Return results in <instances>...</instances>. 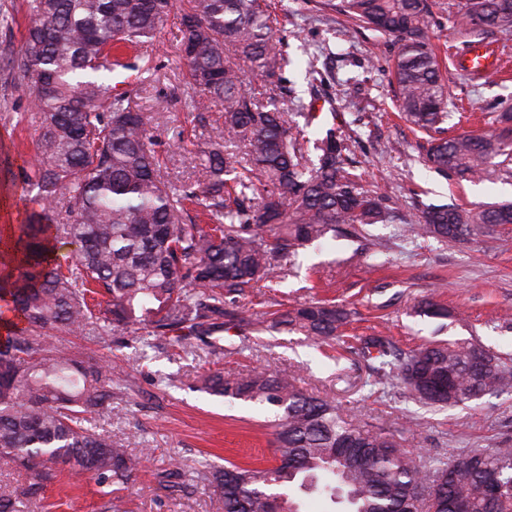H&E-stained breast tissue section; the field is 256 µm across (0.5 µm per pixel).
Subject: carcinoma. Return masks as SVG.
I'll return each mask as SVG.
<instances>
[{
  "mask_svg": "<svg viewBox=\"0 0 512 512\" xmlns=\"http://www.w3.org/2000/svg\"><path fill=\"white\" fill-rule=\"evenodd\" d=\"M180 10L178 57L200 112L218 103L224 123L212 128L203 154V183L172 185L160 174L156 143L127 94L108 78L135 67L126 47L150 41L177 0H29L32 21L11 58L20 89L40 115L38 159L22 174L23 192L37 205L0 249V301L14 320L0 339V458L29 476L13 495L0 494V512L27 503L59 472L92 475L105 498L103 512H123L114 487L131 482L139 458L113 445L88 415L110 407L120 376L112 368L47 341L53 331L135 326L142 337H165L180 349L211 348L232 325L251 319L238 297L275 279L273 257L300 251L341 232L390 224L392 207L367 195L350 172V137L331 127L307 138L289 106L288 40L265 0H187ZM430 0H338L334 8L368 29L394 38L390 64L407 122L429 136L426 166L460 180L479 179L512 146V106L482 135H447L448 89L431 42ZM448 14L462 37L493 41L512 32V0H452ZM230 47L268 87L267 98L242 89ZM202 207L212 223L184 222L186 204ZM512 224V203L473 208L425 207L405 239L476 243ZM77 245L64 267L54 242ZM420 312L447 319L451 311L428 298ZM351 313L311 302L271 313L273 332L314 341L340 336ZM360 357L375 385L395 380L424 405L460 406L512 389V367L488 350L473 365L466 341L427 343L404 350L386 336H359ZM198 388L229 403L251 402L276 412L275 438L288 466L230 465L213 475L224 512H274L273 500L295 503L292 491L339 498L347 512H410L426 471L434 472L427 512H452L460 494L471 512H512V448L425 460L383 433L344 419L329 400L265 370L205 372Z\"/></svg>",
  "mask_w": 512,
  "mask_h": 512,
  "instance_id": "obj_1",
  "label": "carcinoma"
}]
</instances>
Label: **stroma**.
Segmentation results:
<instances>
[{
  "mask_svg": "<svg viewBox=\"0 0 512 512\" xmlns=\"http://www.w3.org/2000/svg\"><path fill=\"white\" fill-rule=\"evenodd\" d=\"M299 57L320 58L323 80L308 85L303 67L289 78L305 103L322 106L312 131L333 127L354 133V171L368 194L385 197L397 221L367 227L363 238L329 237L299 255L300 269L289 274L287 260L274 264L283 278L273 286L258 284L240 296L255 326L247 335L225 330L217 347L181 350L165 338L144 344L137 330L112 336L95 330L62 335L83 357L111 361L123 381L112 392L109 409L93 415L94 426L110 433L143 459L136 479L124 485L126 512H224V502L210 484L213 468L227 463L271 467L276 463L266 411L251 403L225 404L223 398L197 391L206 371L246 373L263 368L299 378L300 385L333 400L339 411L367 429L389 433L409 451L448 459L512 439V392L484 396L453 408H428L413 401L400 385L378 390L367 380L363 361L345 344H318L296 333H270L262 324L269 308L287 309L311 300H327L353 313L346 333L380 335L408 350L427 341H468L512 354V224L475 245L418 239L406 243L397 228L414 223L421 204L454 203L463 207L512 201V172L491 168L480 181H457L426 169L420 156L425 135L413 131L397 110L398 88L389 64L397 43L372 31L354 30L346 16L323 7L321 0H271ZM31 17L25 0H0V143L14 166L37 153L38 117L27 99L13 90L19 74L7 62L20 47ZM176 19L160 26L154 39L135 51L151 61L145 90L138 72L112 75L119 92L132 93L157 143L161 174L169 183H200L205 178L201 150L222 112L188 109L183 65L177 47ZM495 47L504 71L474 80L461 76L449 56L442 74L453 102L468 109L466 120L450 117L449 134L490 132L502 107L512 103V33ZM448 307V321L419 313L424 297ZM179 466L176 487H160L158 472ZM46 506L35 512H101L93 481L61 473L45 493Z\"/></svg>",
  "mask_w": 512,
  "mask_h": 512,
  "instance_id": "stroma-1",
  "label": "stroma"
}]
</instances>
